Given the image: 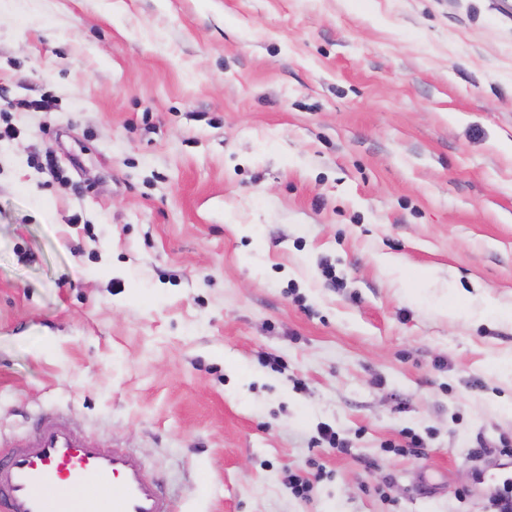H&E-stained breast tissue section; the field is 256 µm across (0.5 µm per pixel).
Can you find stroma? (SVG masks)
<instances>
[{"mask_svg":"<svg viewBox=\"0 0 512 512\" xmlns=\"http://www.w3.org/2000/svg\"><path fill=\"white\" fill-rule=\"evenodd\" d=\"M6 125L1 451L61 415L174 512L512 488V0H0Z\"/></svg>","mask_w":512,"mask_h":512,"instance_id":"obj_1","label":"stroma"}]
</instances>
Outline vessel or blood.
<instances>
[{"mask_svg":"<svg viewBox=\"0 0 512 512\" xmlns=\"http://www.w3.org/2000/svg\"><path fill=\"white\" fill-rule=\"evenodd\" d=\"M0 512L170 510L134 454L92 445L53 415L29 446L0 452Z\"/></svg>","mask_w":512,"mask_h":512,"instance_id":"1","label":"vessel or blood"}]
</instances>
